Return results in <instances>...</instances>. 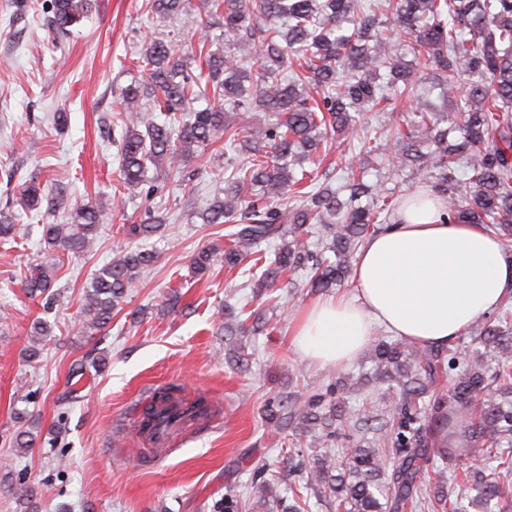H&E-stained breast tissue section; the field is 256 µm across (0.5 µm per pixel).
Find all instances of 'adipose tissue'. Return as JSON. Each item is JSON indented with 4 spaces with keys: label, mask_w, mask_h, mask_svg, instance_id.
<instances>
[{
    "label": "adipose tissue",
    "mask_w": 512,
    "mask_h": 512,
    "mask_svg": "<svg viewBox=\"0 0 512 512\" xmlns=\"http://www.w3.org/2000/svg\"><path fill=\"white\" fill-rule=\"evenodd\" d=\"M352 283L289 323L301 359L340 368L381 328L420 345H448L512 296V259L482 225L449 223L436 198L417 193L395 224L366 239Z\"/></svg>",
    "instance_id": "obj_1"
}]
</instances>
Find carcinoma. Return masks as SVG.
I'll return each instance as SVG.
<instances>
[{"instance_id":"obj_1","label":"carcinoma","mask_w":512,"mask_h":512,"mask_svg":"<svg viewBox=\"0 0 512 512\" xmlns=\"http://www.w3.org/2000/svg\"><path fill=\"white\" fill-rule=\"evenodd\" d=\"M95 0H54L49 27L64 34L91 12ZM188 0H148L176 21ZM223 18L220 33L196 30L197 46L155 39L142 56V82L122 89L118 182L124 195H142L151 172L167 167L187 180L186 163L224 142L228 162L239 158L224 188L197 213L204 224H227L224 265L247 266L251 299L270 297L286 273L327 291L345 281L364 240L395 223L405 196L438 197L450 223L483 224L512 242V0H205ZM199 53L206 83L186 59ZM425 57L438 105L418 93L425 76L403 62ZM257 60L256 73L245 62ZM210 94L213 104L193 107ZM410 101L401 123L371 137L368 112L396 98ZM164 112L157 121L154 108ZM361 138L362 147L388 155L387 188L364 181L363 166L318 170L332 141ZM46 200L32 178L0 213V239L16 237V216L34 217ZM116 202L75 205L66 224L43 225L54 251L79 254L112 221ZM166 218L146 210L125 224L131 238L157 233ZM273 249L263 250L262 245ZM216 249L200 250L192 272L205 273ZM155 260L142 250L122 252L83 288L80 332H101L113 310ZM53 266L31 271L24 288L50 298ZM251 326L227 325L229 335H256L269 324L256 306ZM471 354L457 369V347L417 345L383 336L372 349L371 375L325 390L290 392L270 402L266 419L281 441L289 471L305 478L289 488L293 503L273 496L267 475L254 469L246 493L228 490L215 512H304L305 490L331 512H512V307L467 330ZM495 364L494 373L488 372ZM386 386L385 401L365 395V383ZM210 405L184 401L178 389L156 391L142 410L140 431L158 439L178 422L199 423ZM371 430L370 446L336 451L350 431ZM480 457L483 466L459 476L456 465Z\"/></svg>"}]
</instances>
